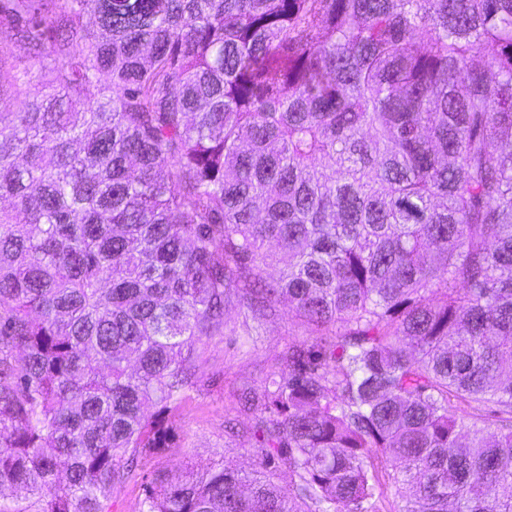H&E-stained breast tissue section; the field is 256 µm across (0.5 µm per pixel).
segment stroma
<instances>
[{
    "label": "stroma",
    "instance_id": "1",
    "mask_svg": "<svg viewBox=\"0 0 512 512\" xmlns=\"http://www.w3.org/2000/svg\"><path fill=\"white\" fill-rule=\"evenodd\" d=\"M15 64H29L47 73L54 60L48 54L35 53L13 24L0 21V67ZM224 319L223 334L204 340L196 349V385L169 417V447L140 456L136 470L113 489L110 512H140L147 487L162 475L200 472L225 459L246 470L252 467L251 452L242 448L239 440L230 439L224 425L230 421L241 429L248 426L247 415L239 409V393L261 387L280 367L288 346L307 341L308 334L285 302L258 335L251 331L241 309L227 307Z\"/></svg>",
    "mask_w": 512,
    "mask_h": 512
}]
</instances>
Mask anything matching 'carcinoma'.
I'll use <instances>...</instances> for the list:
<instances>
[{
  "instance_id": "carcinoma-1",
  "label": "carcinoma",
  "mask_w": 512,
  "mask_h": 512,
  "mask_svg": "<svg viewBox=\"0 0 512 512\" xmlns=\"http://www.w3.org/2000/svg\"><path fill=\"white\" fill-rule=\"evenodd\" d=\"M0 17L56 59L0 107V512H109L226 306L285 296L320 339L240 394L254 467L141 512H512V0Z\"/></svg>"
}]
</instances>
